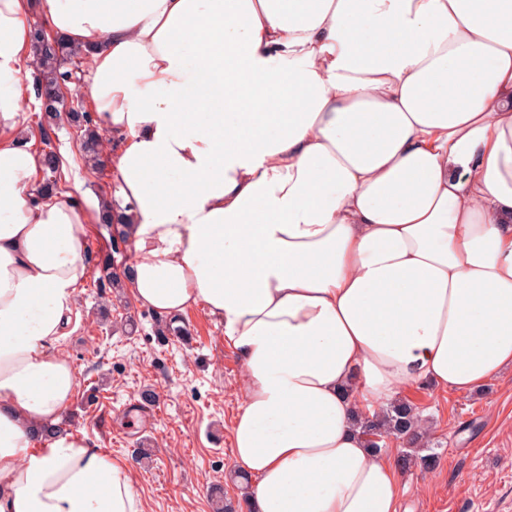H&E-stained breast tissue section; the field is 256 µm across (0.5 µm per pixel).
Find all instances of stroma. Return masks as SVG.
Instances as JSON below:
<instances>
[{
    "label": "stroma",
    "mask_w": 512,
    "mask_h": 512,
    "mask_svg": "<svg viewBox=\"0 0 512 512\" xmlns=\"http://www.w3.org/2000/svg\"><path fill=\"white\" fill-rule=\"evenodd\" d=\"M20 134L33 139L36 150L49 147L60 155L64 192L88 202H117L111 134L102 136L101 165L91 167L79 152L76 127L52 119L34 96L23 105ZM112 234L98 222L85 227L88 274L58 345L79 379L63 414L66 426L128 465L143 512H214L216 496L238 501L242 487L229 478L231 428L244 395L240 361L202 307L179 316L187 336L161 337L158 315L138 307L126 289L100 287L104 274L121 272L137 258L131 243L113 244ZM147 388L160 413L137 428L133 406ZM407 398L431 440L440 443L441 459L433 471L405 472L403 507L512 512V369L477 394L424 385ZM106 407L108 429L99 424Z\"/></svg>",
    "instance_id": "stroma-1"
}]
</instances>
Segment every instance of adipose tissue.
Returning <instances> with one entry per match:
<instances>
[{
    "mask_svg": "<svg viewBox=\"0 0 512 512\" xmlns=\"http://www.w3.org/2000/svg\"><path fill=\"white\" fill-rule=\"evenodd\" d=\"M34 7L118 140L124 288L240 360L249 512H398L356 414L512 368V0H0V512H143L126 465L35 435L102 208L35 188Z\"/></svg>",
    "mask_w": 512,
    "mask_h": 512,
    "instance_id": "ef3b65f1",
    "label": "adipose tissue"
}]
</instances>
